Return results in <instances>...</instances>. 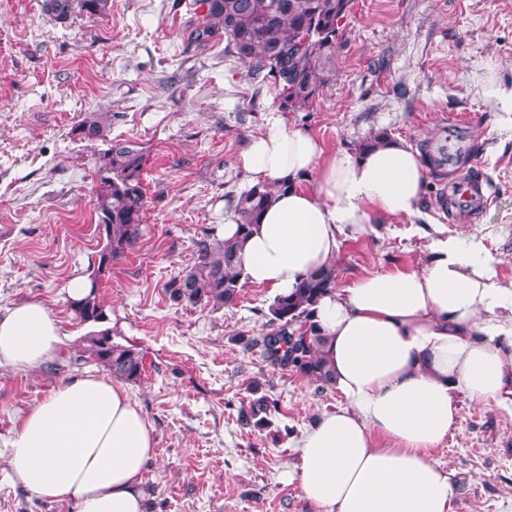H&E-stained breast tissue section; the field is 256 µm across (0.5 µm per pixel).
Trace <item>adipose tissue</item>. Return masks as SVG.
<instances>
[{
  "label": "adipose tissue",
  "mask_w": 512,
  "mask_h": 512,
  "mask_svg": "<svg viewBox=\"0 0 512 512\" xmlns=\"http://www.w3.org/2000/svg\"><path fill=\"white\" fill-rule=\"evenodd\" d=\"M480 94L512 131V82L487 72ZM247 185L275 187L244 240L250 284L287 294L334 264L367 225L421 215L428 170L418 150L386 140L325 153L306 128L268 112L239 159ZM422 267L365 275L314 308L322 355L343 399L304 430L289 474L317 512H449L455 488L431 451L456 426L459 397L512 412V286L481 241L417 227ZM57 320L40 302L0 310V366L58 355ZM153 429L118 383L87 374L24 417L11 463L22 486L79 512H144Z\"/></svg>",
  "instance_id": "ef3b65f1"
}]
</instances>
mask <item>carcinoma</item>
Returning a JSON list of instances; mask_svg holds the SVG:
<instances>
[{"instance_id":"1","label":"carcinoma","mask_w":512,"mask_h":512,"mask_svg":"<svg viewBox=\"0 0 512 512\" xmlns=\"http://www.w3.org/2000/svg\"><path fill=\"white\" fill-rule=\"evenodd\" d=\"M110 0H45V9L56 21L67 22L76 14L98 16ZM353 0H201L202 28L197 38L207 40L215 30L224 31L231 53L251 64L252 75L263 73L281 83V106L290 112L309 110L336 73V39L341 20ZM106 117L92 113L73 129L81 140L106 138ZM144 156L125 142L115 141L95 162L99 190V225L106 243L97 253L88 293L69 300L83 324L109 320L98 297L100 278L136 245L141 235L144 191ZM273 197V188L255 185L234 197L239 233L247 236ZM240 242L212 236L196 243L194 264L174 276L166 286L176 305L220 309L236 304L244 271L238 258ZM336 284V265L322 268L303 279L291 294L279 295L269 305L268 330L245 341V348H261L264 358L282 369L299 372L321 390L331 385L321 355L323 337L310 321L314 306ZM83 356L106 368L114 377L137 382L144 372L143 354L132 345L112 339L104 328L84 337ZM271 402L262 397L241 412L268 424L264 414Z\"/></svg>"}]
</instances>
